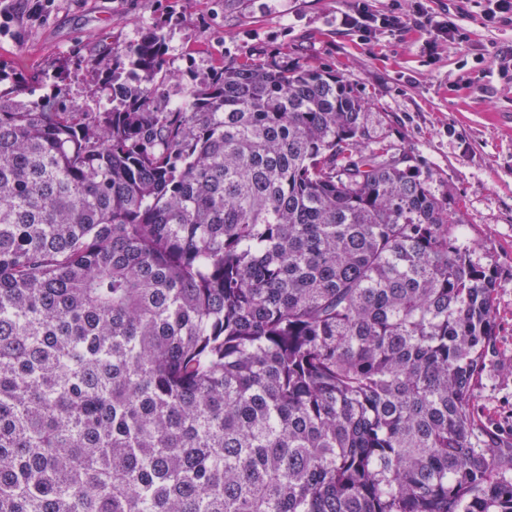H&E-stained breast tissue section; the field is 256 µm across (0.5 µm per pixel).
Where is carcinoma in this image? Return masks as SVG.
<instances>
[{
	"label": "carcinoma",
	"instance_id": "obj_1",
	"mask_svg": "<svg viewBox=\"0 0 512 512\" xmlns=\"http://www.w3.org/2000/svg\"><path fill=\"white\" fill-rule=\"evenodd\" d=\"M154 29L64 72L0 61V512H512L478 427L493 271L365 102Z\"/></svg>",
	"mask_w": 512,
	"mask_h": 512
}]
</instances>
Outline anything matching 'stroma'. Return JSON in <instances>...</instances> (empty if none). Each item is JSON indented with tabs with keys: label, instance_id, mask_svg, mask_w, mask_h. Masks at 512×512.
<instances>
[{
	"label": "stroma",
	"instance_id": "35a3bbf8",
	"mask_svg": "<svg viewBox=\"0 0 512 512\" xmlns=\"http://www.w3.org/2000/svg\"><path fill=\"white\" fill-rule=\"evenodd\" d=\"M414 1L401 0L404 35L380 30L365 45L339 23L353 0H52L44 20L20 15L0 34V60L31 72L66 63L70 99L91 107L104 92L76 52L156 27L171 69L197 80L218 56L336 73L365 101L376 141L410 150L431 189L458 203L474 259L497 274L496 350L476 383L477 413L512 442V23L487 20L490 0H422L466 29L452 44L416 27Z\"/></svg>",
	"mask_w": 512,
	"mask_h": 512
}]
</instances>
